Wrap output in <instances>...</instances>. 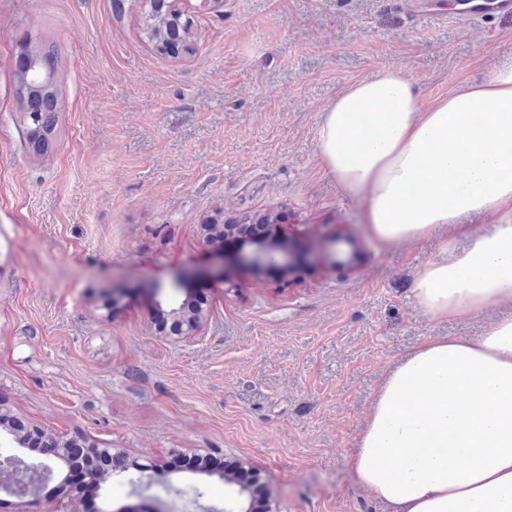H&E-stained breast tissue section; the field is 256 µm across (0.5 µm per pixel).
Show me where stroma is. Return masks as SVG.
Returning a JSON list of instances; mask_svg holds the SVG:
<instances>
[{"instance_id": "obj_1", "label": "stroma", "mask_w": 512, "mask_h": 512, "mask_svg": "<svg viewBox=\"0 0 512 512\" xmlns=\"http://www.w3.org/2000/svg\"><path fill=\"white\" fill-rule=\"evenodd\" d=\"M144 0H0V409L82 435L128 461L181 453L260 472L275 512H392L357 481L355 441L377 388L432 336L477 338L495 319H434L417 274L466 241L452 228L417 245L379 241L359 202L322 166L316 132L351 83L404 70L429 103L512 64V16L460 22L400 0H183L190 52L159 54ZM58 48V137L21 141L15 94L25 42ZM275 212L293 239L356 243L344 270L293 276L231 268L225 281L169 283L229 256L202 224ZM206 297L198 335L157 332L144 290ZM116 288L131 299L106 308ZM239 501L219 474L186 471L149 497L178 512ZM27 512H92L46 486Z\"/></svg>"}]
</instances>
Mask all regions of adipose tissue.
Listing matches in <instances>:
<instances>
[{"instance_id": "adipose-tissue-1", "label": "adipose tissue", "mask_w": 512, "mask_h": 512, "mask_svg": "<svg viewBox=\"0 0 512 512\" xmlns=\"http://www.w3.org/2000/svg\"><path fill=\"white\" fill-rule=\"evenodd\" d=\"M316 140L375 238L415 244L449 224L466 238L415 278L428 316L502 309L478 338L403 355L357 438L358 482L394 512H512V66L428 107L402 71L382 70L337 95Z\"/></svg>"}]
</instances>
